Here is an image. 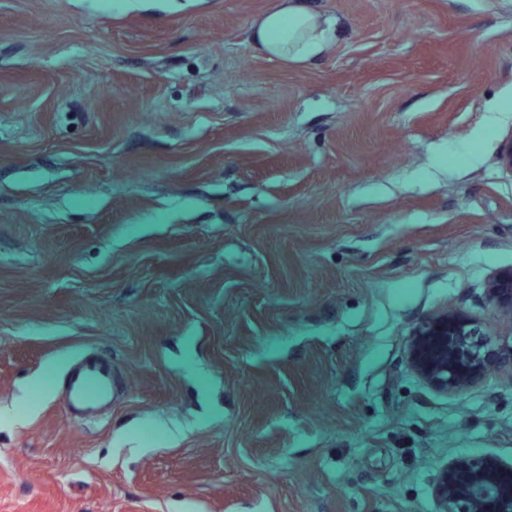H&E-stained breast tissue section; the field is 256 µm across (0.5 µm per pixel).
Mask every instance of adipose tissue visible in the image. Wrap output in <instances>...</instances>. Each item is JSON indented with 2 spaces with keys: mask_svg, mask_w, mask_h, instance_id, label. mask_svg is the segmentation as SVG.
Here are the masks:
<instances>
[{
  "mask_svg": "<svg viewBox=\"0 0 512 512\" xmlns=\"http://www.w3.org/2000/svg\"><path fill=\"white\" fill-rule=\"evenodd\" d=\"M335 15L312 7L309 0H276L254 22L252 40L269 58L309 62L336 39Z\"/></svg>",
  "mask_w": 512,
  "mask_h": 512,
  "instance_id": "adipose-tissue-1",
  "label": "adipose tissue"
}]
</instances>
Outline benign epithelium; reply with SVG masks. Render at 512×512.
<instances>
[{
  "label": "benign epithelium",
  "instance_id": "obj_1",
  "mask_svg": "<svg viewBox=\"0 0 512 512\" xmlns=\"http://www.w3.org/2000/svg\"><path fill=\"white\" fill-rule=\"evenodd\" d=\"M489 295L496 303L512 310V270L492 281ZM486 345L488 340L471 327L463 313H448V367L431 379L446 388L473 379L486 367L482 353ZM501 471L497 460L486 458L463 470L444 472L435 492L439 512H507L512 508V491L504 490L496 496L487 492L496 486ZM462 473L469 477L465 484L459 481Z\"/></svg>",
  "mask_w": 512,
  "mask_h": 512
}]
</instances>
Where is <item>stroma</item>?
Wrapping results in <instances>:
<instances>
[{
    "label": "stroma",
    "mask_w": 512,
    "mask_h": 512,
    "mask_svg": "<svg viewBox=\"0 0 512 512\" xmlns=\"http://www.w3.org/2000/svg\"><path fill=\"white\" fill-rule=\"evenodd\" d=\"M0 0V512H436L512 469V368L414 366L512 314V0ZM112 407L67 415L87 350ZM336 15L312 7L309 0H277L254 22L252 40L269 58L309 62L336 40ZM488 291L493 301L508 307L512 312V270L496 277ZM447 319L448 323L444 316L425 325L415 348V356L422 362L419 369L425 375L432 366L448 364L446 371L428 376L446 388L473 379L486 367L482 347L489 344L462 312H449ZM503 470L501 464L493 458H486L477 465H468L465 469L445 471L436 488L439 512H502L510 510L511 489L500 492L497 496L487 489L496 486L500 476L503 485L512 487V471ZM466 473V484L459 481V476ZM462 474L460 479L466 480ZM507 502V504H506Z\"/></svg>",
    "instance_id": "obj_1"
}]
</instances>
